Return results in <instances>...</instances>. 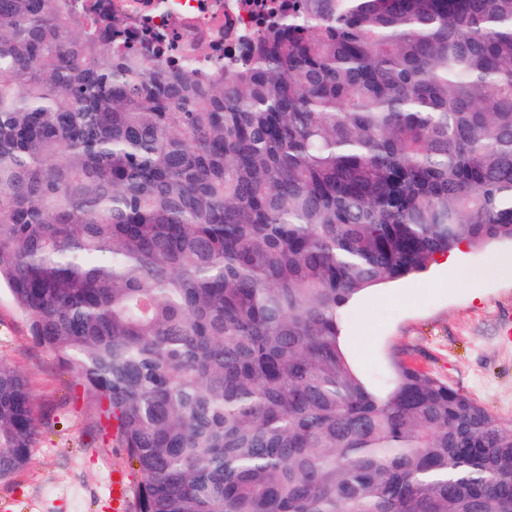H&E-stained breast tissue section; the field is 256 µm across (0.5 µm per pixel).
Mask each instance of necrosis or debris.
I'll return each mask as SVG.
<instances>
[{
    "instance_id": "obj_1",
    "label": "necrosis or debris",
    "mask_w": 512,
    "mask_h": 512,
    "mask_svg": "<svg viewBox=\"0 0 512 512\" xmlns=\"http://www.w3.org/2000/svg\"><path fill=\"white\" fill-rule=\"evenodd\" d=\"M79 9L103 16L123 31L118 48L162 44L163 59L181 62L198 47L202 72L241 61L273 0H74Z\"/></svg>"
}]
</instances>
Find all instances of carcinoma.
<instances>
[{
    "label": "carcinoma",
    "instance_id": "1",
    "mask_svg": "<svg viewBox=\"0 0 512 512\" xmlns=\"http://www.w3.org/2000/svg\"><path fill=\"white\" fill-rule=\"evenodd\" d=\"M512 241V0H288L238 66L0 0V283L137 512H512V424L341 340L362 292ZM38 435L0 360V481Z\"/></svg>",
    "mask_w": 512,
    "mask_h": 512
}]
</instances>
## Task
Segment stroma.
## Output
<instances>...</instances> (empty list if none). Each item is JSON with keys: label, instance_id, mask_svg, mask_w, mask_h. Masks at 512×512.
<instances>
[{"label": "stroma", "instance_id": "obj_1", "mask_svg": "<svg viewBox=\"0 0 512 512\" xmlns=\"http://www.w3.org/2000/svg\"><path fill=\"white\" fill-rule=\"evenodd\" d=\"M492 254L511 258L512 242L463 249L454 266L431 265L353 301L343 334L364 378L390 372L400 359L512 422V277L466 276ZM0 359L24 374L39 427L29 465L0 482V512H113V473L129 490L137 476L99 431L93 400L53 352L35 344L5 287Z\"/></svg>", "mask_w": 512, "mask_h": 512}]
</instances>
